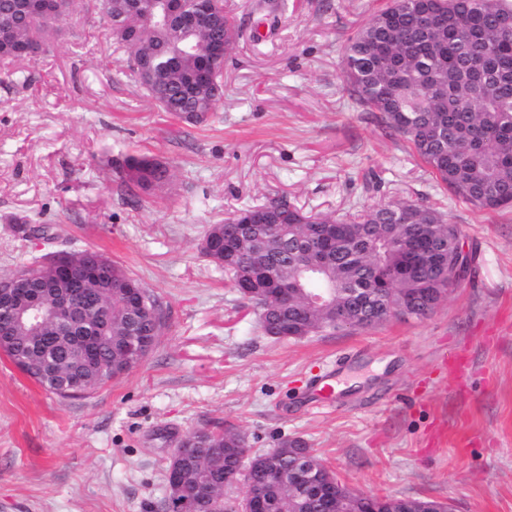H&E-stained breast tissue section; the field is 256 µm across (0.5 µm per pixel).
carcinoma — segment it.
Returning <instances> with one entry per match:
<instances>
[{
	"mask_svg": "<svg viewBox=\"0 0 512 512\" xmlns=\"http://www.w3.org/2000/svg\"><path fill=\"white\" fill-rule=\"evenodd\" d=\"M18 0H0V19L13 22L20 43L37 53L46 51L59 24L94 7L107 29L123 26L135 33L136 44L113 39L127 47L129 75L162 112L191 126L207 125L215 117L224 76L216 71L218 89L201 84L193 56L183 50V39L172 28L154 20L158 0H65L62 16L31 23L18 11ZM428 0H391L349 39L343 73L350 99L385 134L406 141L431 170L437 184L462 202L480 209L512 207V34L502 35L499 18L512 14L507 0H437L438 14L423 23ZM238 26L225 13L220 23L194 37L198 46L209 40L235 42ZM126 202L141 203V194L170 179L167 165L147 154L128 155L116 168ZM265 219L244 225L232 217L209 226L204 239L220 236L214 255L201 251L209 262L224 268L231 287L256 311L265 335L276 328L317 327L322 332L354 330L380 325L391 318L422 319L435 311L427 305L445 287L440 269L427 254L424 238L435 237L448 266L454 251L448 240L461 242L462 227L445 222L430 205L411 201L387 202L360 214L337 219L306 212L284 197L259 205ZM336 226V245L315 249L314 237ZM318 269L309 277L306 267ZM98 282L94 298L82 309V318L68 334L49 322L33 331L15 321L16 313L38 304L45 308L60 293L47 257L39 256L24 268L29 291L9 305L0 304V344L17 368L45 390L68 396L66 381L77 360L74 336H87L101 349L106 371L89 369L84 391L101 388L138 365L116 347L134 339L150 353L167 328L160 299L144 290L146 301L133 304L128 290L141 282L119 263ZM268 270L283 281L311 279L287 299L269 296L248 286L247 272ZM331 286L329 303L321 309L307 306L310 289ZM415 307L403 313L408 299ZM114 350H108V347ZM300 439H284L278 447L249 454L244 437L230 429L222 433L197 430L179 446L185 449L180 479L185 489H207L198 512H240L242 504L224 499V474L241 473L252 491L264 494L271 512H324L321 501L295 498L288 482L270 477L293 467L284 449L300 448Z\"/></svg>",
	"mask_w": 512,
	"mask_h": 512,
	"instance_id": "carcinoma-1",
	"label": "carcinoma"
}]
</instances>
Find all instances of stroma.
Wrapping results in <instances>:
<instances>
[{"label": "stroma", "mask_w": 512, "mask_h": 512, "mask_svg": "<svg viewBox=\"0 0 512 512\" xmlns=\"http://www.w3.org/2000/svg\"><path fill=\"white\" fill-rule=\"evenodd\" d=\"M384 4L226 0L241 36L208 126L159 111L93 11L9 63L26 79L0 80V276L52 248L94 249L161 299L169 327L131 372L74 398L0 353V512H150L172 449L198 429L235 430L255 453L302 439L353 491L512 512V208L456 200L351 107L344 48ZM131 154L171 170L142 206L115 182ZM280 196L338 218L434 205L477 247L474 270L427 318L271 338L199 250L209 225ZM20 219L53 227L55 244L22 238ZM352 346L357 385L336 408L311 405L307 379Z\"/></svg>", "instance_id": "1"}]
</instances>
